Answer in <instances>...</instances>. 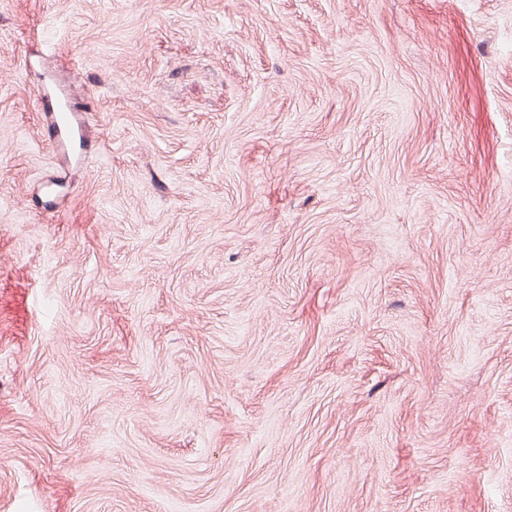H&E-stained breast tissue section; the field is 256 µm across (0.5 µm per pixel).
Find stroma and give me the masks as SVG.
Masks as SVG:
<instances>
[{"mask_svg":"<svg viewBox=\"0 0 512 512\" xmlns=\"http://www.w3.org/2000/svg\"><path fill=\"white\" fill-rule=\"evenodd\" d=\"M0 512H512V0H0ZM38 100L44 112L51 113L50 123L43 128L44 136L53 142H76L83 136L81 112H87L83 104L74 98L73 89L66 91L52 80H42L36 86Z\"/></svg>","mask_w":512,"mask_h":512,"instance_id":"stroma-1","label":"stroma"}]
</instances>
